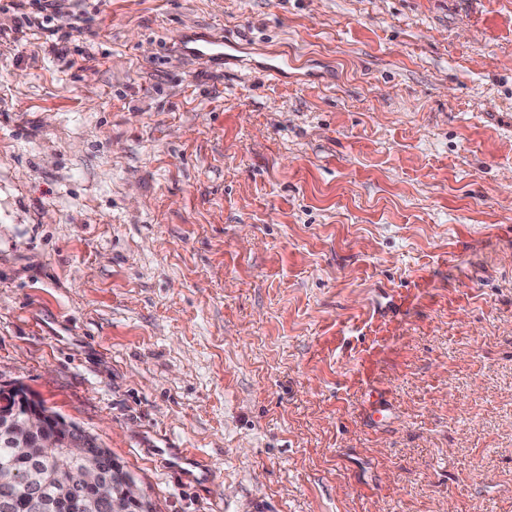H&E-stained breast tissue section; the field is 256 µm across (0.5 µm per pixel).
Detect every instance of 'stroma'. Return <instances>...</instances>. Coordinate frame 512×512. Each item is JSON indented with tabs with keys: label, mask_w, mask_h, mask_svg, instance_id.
<instances>
[{
	"label": "stroma",
	"mask_w": 512,
	"mask_h": 512,
	"mask_svg": "<svg viewBox=\"0 0 512 512\" xmlns=\"http://www.w3.org/2000/svg\"><path fill=\"white\" fill-rule=\"evenodd\" d=\"M58 3L64 62L0 0V386L157 512H512V0Z\"/></svg>",
	"instance_id": "stroma-1"
}]
</instances>
